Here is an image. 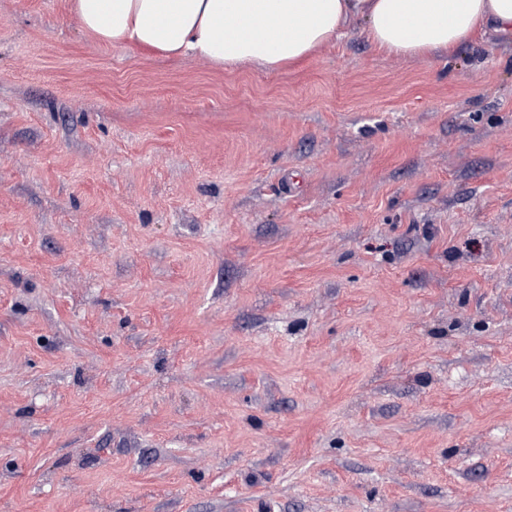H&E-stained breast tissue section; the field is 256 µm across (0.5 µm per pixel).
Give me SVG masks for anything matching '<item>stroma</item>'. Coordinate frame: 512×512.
<instances>
[{
    "label": "stroma",
    "mask_w": 512,
    "mask_h": 512,
    "mask_svg": "<svg viewBox=\"0 0 512 512\" xmlns=\"http://www.w3.org/2000/svg\"><path fill=\"white\" fill-rule=\"evenodd\" d=\"M0 512H512V43L229 70L0 0Z\"/></svg>",
    "instance_id": "obj_1"
}]
</instances>
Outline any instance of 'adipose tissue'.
Masks as SVG:
<instances>
[{
  "label": "adipose tissue",
  "mask_w": 512,
  "mask_h": 512,
  "mask_svg": "<svg viewBox=\"0 0 512 512\" xmlns=\"http://www.w3.org/2000/svg\"><path fill=\"white\" fill-rule=\"evenodd\" d=\"M96 42L170 58L277 70L364 24L396 56L451 52L479 34L512 41V0H73Z\"/></svg>",
  "instance_id": "ef3b65f1"
}]
</instances>
